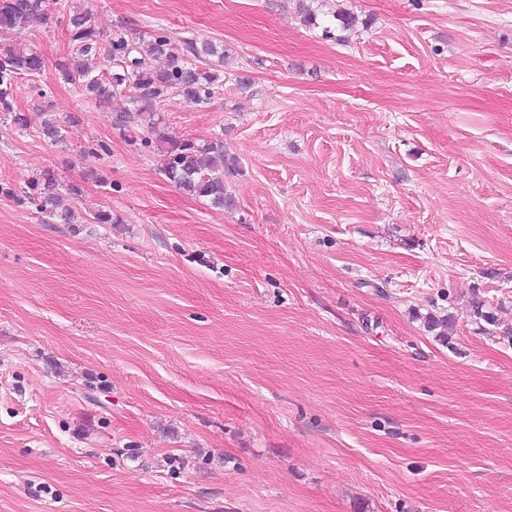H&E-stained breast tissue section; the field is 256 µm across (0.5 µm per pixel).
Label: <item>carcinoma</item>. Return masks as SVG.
<instances>
[{"mask_svg": "<svg viewBox=\"0 0 512 512\" xmlns=\"http://www.w3.org/2000/svg\"><path fill=\"white\" fill-rule=\"evenodd\" d=\"M48 15L49 0H0V34L25 29L46 20ZM333 19L334 27L325 29L329 37L336 30L351 29L355 22L354 17L343 12L333 15ZM62 20L71 45L69 55L60 64L64 79L83 96L99 103H110L118 96L126 98L164 150L166 178L183 193L203 197L214 207H233L235 200L226 190L225 179L241 174V168L238 158L224 147V139L215 137L202 144L177 140L161 129L155 112V105L175 96L196 105L213 98L223 79L202 64L207 57L219 54L217 46L193 38L175 42L164 31L134 43L123 31L116 30L104 47V34L89 11H68L62 14ZM101 52L105 63L97 67L93 59ZM43 68V57L32 47L0 49V112L14 114V124L21 129L27 126V119L15 113L14 85L17 79L34 77ZM41 129L49 143L57 145L64 141V128L59 120L47 118ZM64 190L76 193L75 187H65L47 173L32 182L28 198L36 194L41 207L54 208ZM472 311L476 322L501 327L498 317L483 300H474ZM503 333L512 335V327L503 328Z\"/></svg>", "mask_w": 512, "mask_h": 512, "instance_id": "obj_1", "label": "carcinoma"}]
</instances>
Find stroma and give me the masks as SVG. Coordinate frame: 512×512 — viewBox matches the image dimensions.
Segmentation results:
<instances>
[{"instance_id":"1","label":"stroma","mask_w":512,"mask_h":512,"mask_svg":"<svg viewBox=\"0 0 512 512\" xmlns=\"http://www.w3.org/2000/svg\"><path fill=\"white\" fill-rule=\"evenodd\" d=\"M69 2L224 48L159 114L243 173L179 191L63 80L58 12L0 36L46 62L0 112V512H512V336L471 311L512 326V0H308L342 42L296 0ZM31 194L28 195V198L33 199L35 201V197H33L34 194L38 195V198L41 202L39 206L41 210L44 209L47 210V206L50 205L53 207L51 210H49L50 213H52V216L58 217L60 221H62L65 224H73L75 221V215L71 209L65 208L59 211H53L54 207L58 205V201L60 197L62 196V189H64V186L61 185L51 174H44L42 175V179L37 178L35 179L30 187Z\"/></svg>"}]
</instances>
